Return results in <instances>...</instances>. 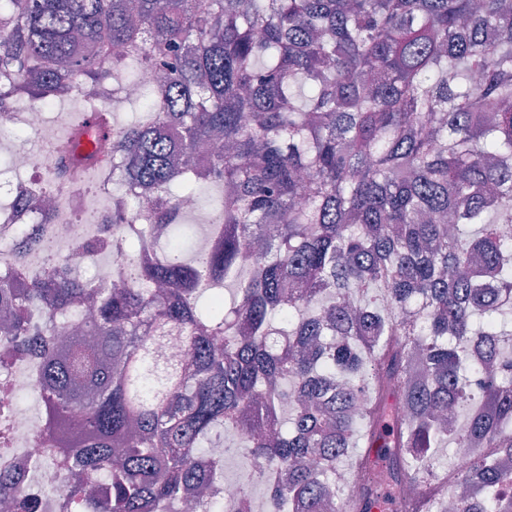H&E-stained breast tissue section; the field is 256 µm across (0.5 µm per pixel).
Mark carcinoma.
I'll use <instances>...</instances> for the list:
<instances>
[{
	"label": "carcinoma",
	"mask_w": 512,
	"mask_h": 512,
	"mask_svg": "<svg viewBox=\"0 0 512 512\" xmlns=\"http://www.w3.org/2000/svg\"><path fill=\"white\" fill-rule=\"evenodd\" d=\"M165 81L109 124L111 75ZM5 92L44 110L84 86L41 193L85 216L112 159L123 288L69 276L43 237L23 288L0 271V349L40 348L34 437L68 497L145 512L196 494L213 512L231 436L267 485V512H369L374 488L421 480L398 512H512V0H0ZM87 134L95 146L78 150ZM216 219L188 254L184 198ZM135 186L149 209L128 210ZM235 284L229 299L220 288ZM185 356L159 362L156 339ZM469 408L465 424L446 415ZM471 454L443 470L446 443ZM388 448L379 471L355 448ZM0 499L39 512L0 475ZM246 484L234 512H255Z\"/></svg>",
	"instance_id": "carcinoma-1"
}]
</instances>
